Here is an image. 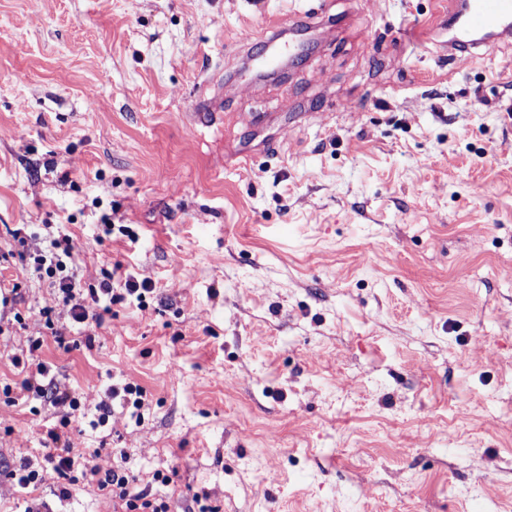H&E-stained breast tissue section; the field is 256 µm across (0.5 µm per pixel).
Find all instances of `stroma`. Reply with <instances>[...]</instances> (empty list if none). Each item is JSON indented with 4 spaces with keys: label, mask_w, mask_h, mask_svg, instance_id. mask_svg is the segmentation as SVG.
<instances>
[{
    "label": "stroma",
    "mask_w": 512,
    "mask_h": 512,
    "mask_svg": "<svg viewBox=\"0 0 512 512\" xmlns=\"http://www.w3.org/2000/svg\"><path fill=\"white\" fill-rule=\"evenodd\" d=\"M308 10L306 61L247 69ZM447 13L0 0V248L51 231L80 243L83 288L118 261L155 285L79 328L47 280L0 266V389L43 337L38 361L84 395L57 446L75 471L120 469L170 512H512V36L472 64ZM127 383L139 416L100 422ZM62 414L0 392V512H120L94 483L11 478L43 467Z\"/></svg>",
    "instance_id": "obj_1"
}]
</instances>
